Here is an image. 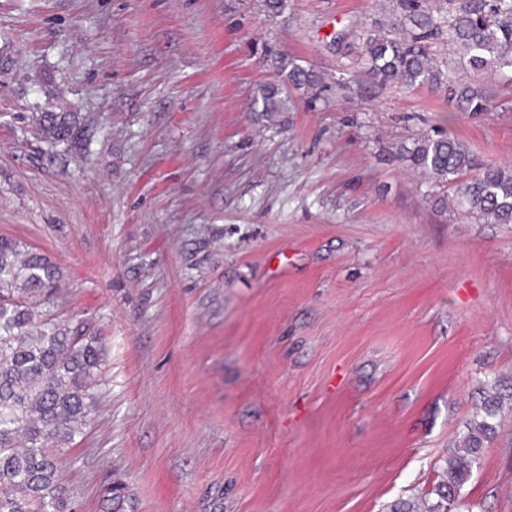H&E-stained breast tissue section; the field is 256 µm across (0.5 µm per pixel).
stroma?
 Instances as JSON below:
<instances>
[{"instance_id":"obj_1","label":"stroma","mask_w":512,"mask_h":512,"mask_svg":"<svg viewBox=\"0 0 512 512\" xmlns=\"http://www.w3.org/2000/svg\"><path fill=\"white\" fill-rule=\"evenodd\" d=\"M261 3L0 0V236L60 264L44 313L108 352L76 512L111 486L118 512H387L512 382V224L439 209L400 154L446 126L512 163V73L449 124L364 74L383 0ZM277 55L325 82L256 111ZM453 512H512V410ZM41 135L54 144L71 148L75 130L80 129L79 117L70 112H43L36 117Z\"/></svg>"}]
</instances>
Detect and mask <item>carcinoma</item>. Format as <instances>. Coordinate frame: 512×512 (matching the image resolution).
<instances>
[{"instance_id":"1","label":"carcinoma","mask_w":512,"mask_h":512,"mask_svg":"<svg viewBox=\"0 0 512 512\" xmlns=\"http://www.w3.org/2000/svg\"><path fill=\"white\" fill-rule=\"evenodd\" d=\"M394 25L402 37L383 27L362 30L367 74L384 86H426L447 94L459 112H486L493 99L481 78L490 71H512V0H391ZM446 39L463 77L451 79L448 61L433 53L431 41ZM278 78L259 88L254 105L261 112H282L284 86L313 88L321 77L281 56ZM41 135L72 147L79 117L43 112L36 117ZM407 158L419 174L448 187L441 208L477 221L512 223V164L478 162L449 131L417 138ZM62 272L46 253L0 237V512H74L64 485L65 448L83 433L97 405L94 392L107 349L97 336L58 322L33 300L48 298ZM512 409V384L481 391L465 431L443 456L429 500H400L391 512H449L501 426L504 408Z\"/></svg>"}]
</instances>
